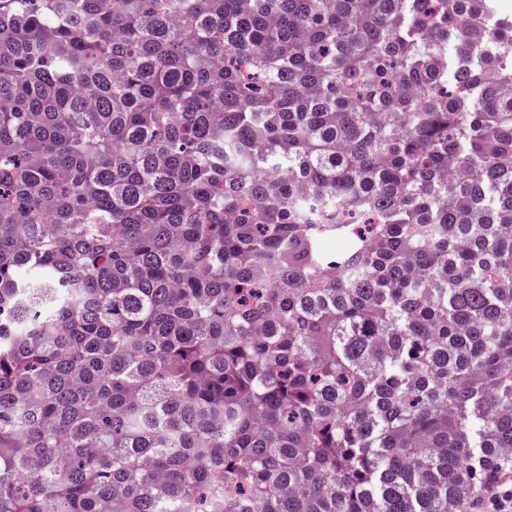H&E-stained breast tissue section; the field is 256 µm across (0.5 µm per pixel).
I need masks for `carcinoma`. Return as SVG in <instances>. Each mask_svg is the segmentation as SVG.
<instances>
[{"mask_svg":"<svg viewBox=\"0 0 512 512\" xmlns=\"http://www.w3.org/2000/svg\"><path fill=\"white\" fill-rule=\"evenodd\" d=\"M511 473L497 0H0V512Z\"/></svg>","mask_w":512,"mask_h":512,"instance_id":"1","label":"carcinoma"}]
</instances>
